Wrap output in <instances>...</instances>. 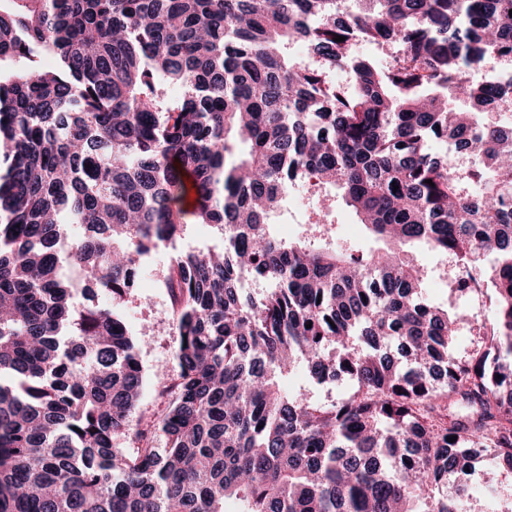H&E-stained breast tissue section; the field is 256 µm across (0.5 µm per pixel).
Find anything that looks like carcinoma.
I'll return each mask as SVG.
<instances>
[{
	"mask_svg": "<svg viewBox=\"0 0 512 512\" xmlns=\"http://www.w3.org/2000/svg\"><path fill=\"white\" fill-rule=\"evenodd\" d=\"M352 2L0 0V512H470L476 464L512 468V126L485 118L512 82L478 75L512 62V0ZM186 173L219 244L170 254L176 371L146 415L116 307L182 238ZM331 188L383 247H331ZM420 244L497 294L464 357ZM299 365L351 394L283 391ZM482 494L512 512V485ZM303 194L305 195V203L292 200L290 203V211H284V214L280 218V222H288V224H279L280 231L285 236H293L298 231L289 232L287 228H297L298 225L308 224L309 217L312 215V211L315 207L316 202V188L305 186L301 187Z\"/></svg>",
	"mask_w": 512,
	"mask_h": 512,
	"instance_id": "carcinoma-1",
	"label": "carcinoma"
}]
</instances>
